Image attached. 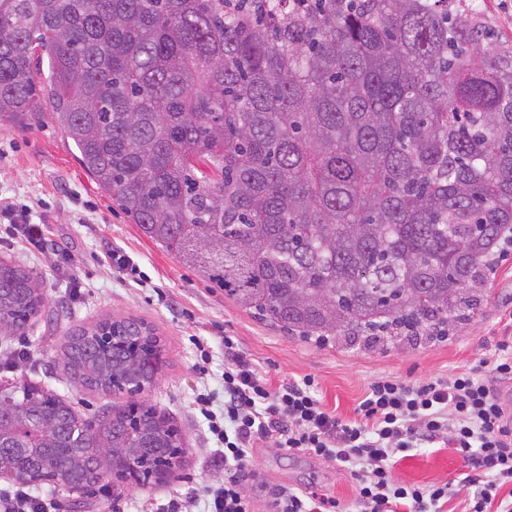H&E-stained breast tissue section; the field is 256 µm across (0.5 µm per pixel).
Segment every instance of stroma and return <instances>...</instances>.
I'll list each match as a JSON object with an SVG mask.
<instances>
[{
  "label": "stroma",
  "mask_w": 512,
  "mask_h": 512,
  "mask_svg": "<svg viewBox=\"0 0 512 512\" xmlns=\"http://www.w3.org/2000/svg\"><path fill=\"white\" fill-rule=\"evenodd\" d=\"M0 195L45 213L51 238L60 255L30 254L20 247L0 245V259L25 266L41 282L45 306L25 333H0V382L27 380L48 387L85 418L107 406L126 403L124 394H103L75 382L61 359L66 329L87 326L105 318H132L149 323L166 342V365L145 401L170 414L185 434L187 453L175 476L165 483L135 489L105 486L72 510L75 495L54 484L30 486L31 494L51 503L54 512H140L147 503L164 504L190 497L195 512H204L207 486L224 476L206 423L193 410L195 394L213 395L222 403L220 375L224 366L223 340L231 336L241 351L270 366L274 380L314 377L316 395L328 411L344 421L370 384L382 377L426 382L447 377L491 359L500 340L512 337V246H506L485 287L482 309L460 326L451 340L384 353L356 349L317 348L289 339L280 329L260 322L227 299L221 289L201 280L193 270L144 238L136 225L80 165L70 139L50 118L19 127L0 123ZM132 255L151 278L150 287L123 282L105 263L108 247ZM82 288L73 291L72 277ZM201 336L213 349L203 362L193 339ZM29 353L14 365L11 354ZM254 475L243 482L257 512H274L275 492L282 487L335 497L341 512H356L357 483L349 470L332 461L285 448L252 451ZM468 463L455 449L437 444L400 454L393 476L403 484H445L450 493L443 512H463V480Z\"/></svg>",
  "instance_id": "obj_1"
}]
</instances>
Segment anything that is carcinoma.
<instances>
[{
	"mask_svg": "<svg viewBox=\"0 0 512 512\" xmlns=\"http://www.w3.org/2000/svg\"><path fill=\"white\" fill-rule=\"evenodd\" d=\"M465 0H0V122L51 119L149 240L237 307L317 346L386 352L474 319L512 240V45ZM47 62V69L38 63ZM44 295L0 260V325ZM163 345L136 320L81 328L82 385L149 387ZM26 483H98L185 454L141 402L97 424L22 382Z\"/></svg>",
	"mask_w": 512,
	"mask_h": 512,
	"instance_id": "cac0c4a2",
	"label": "carcinoma"
}]
</instances>
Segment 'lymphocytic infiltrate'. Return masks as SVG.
I'll list each match as a JSON object with an SVG mask.
<instances>
[{
    "mask_svg": "<svg viewBox=\"0 0 512 512\" xmlns=\"http://www.w3.org/2000/svg\"><path fill=\"white\" fill-rule=\"evenodd\" d=\"M16 244L44 252L45 220L31 209L0 202ZM224 409L215 413L208 395L194 404L224 457V480L208 492V512H255L242 489L256 444L307 452L353 467L359 512H441L448 500L444 484L407 485L394 480V455L442 443L471 467L464 485L473 491L468 512H505L500 490L512 486V406L492 386L512 381V341H500L491 378L476 370L449 374L422 384L381 378L371 383L345 423L328 412L314 380L273 383L269 371L248 359L232 339L224 341Z\"/></svg>",
    "mask_w": 512,
    "mask_h": 512,
    "instance_id": "lymphocytic-infiltrate-1",
    "label": "lymphocytic infiltrate"
}]
</instances>
